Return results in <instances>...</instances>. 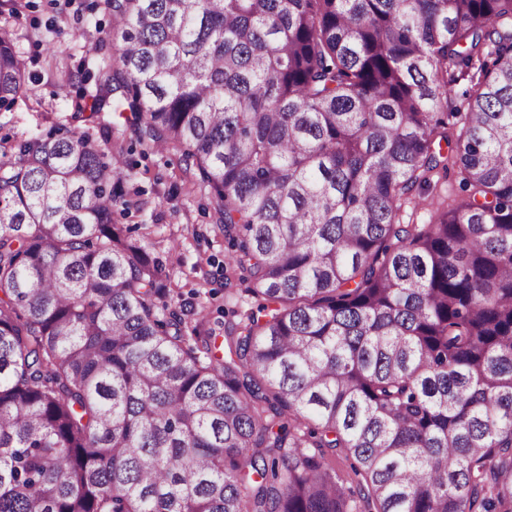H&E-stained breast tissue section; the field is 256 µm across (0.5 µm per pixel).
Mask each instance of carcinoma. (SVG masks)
I'll list each match as a JSON object with an SVG mask.
<instances>
[{"label":"carcinoma","instance_id":"1","mask_svg":"<svg viewBox=\"0 0 512 512\" xmlns=\"http://www.w3.org/2000/svg\"><path fill=\"white\" fill-rule=\"evenodd\" d=\"M106 5L92 102L197 169L260 302L189 340L97 142L10 146L0 512H512V0ZM443 143L463 196L401 223ZM470 83L461 76H456L450 83V93L448 94V113H454L455 117H449L453 127L454 135L457 136L464 132L463 120L464 113L467 112L466 92L470 90Z\"/></svg>","mask_w":512,"mask_h":512}]
</instances>
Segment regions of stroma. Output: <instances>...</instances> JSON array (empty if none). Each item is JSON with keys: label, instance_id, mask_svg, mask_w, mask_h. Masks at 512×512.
Here are the masks:
<instances>
[{"label": "stroma", "instance_id": "35a3bbf8", "mask_svg": "<svg viewBox=\"0 0 512 512\" xmlns=\"http://www.w3.org/2000/svg\"><path fill=\"white\" fill-rule=\"evenodd\" d=\"M0 28L8 29L24 60L25 91L0 109V140L13 143L62 128L86 132L123 171V191L134 208L116 209L115 221L159 262L169 286V309L182 320L186 336H209L224 343V311L248 308L242 284L228 279L224 228L217 221L209 186L179 152L139 142L134 118L113 95L90 96L100 81L103 60L112 47V16L105 0H0ZM457 166L433 177L416 193L401 220L430 223L433 203L449 202L459 192Z\"/></svg>", "mask_w": 512, "mask_h": 512}]
</instances>
